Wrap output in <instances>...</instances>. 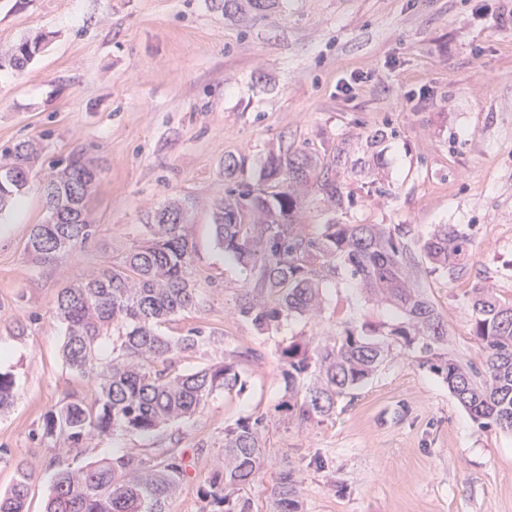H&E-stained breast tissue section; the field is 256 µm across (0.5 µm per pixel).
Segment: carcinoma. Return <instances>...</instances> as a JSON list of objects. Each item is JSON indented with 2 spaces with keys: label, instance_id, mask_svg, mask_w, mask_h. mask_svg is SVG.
<instances>
[{
  "label": "carcinoma",
  "instance_id": "carcinoma-1",
  "mask_svg": "<svg viewBox=\"0 0 512 512\" xmlns=\"http://www.w3.org/2000/svg\"><path fill=\"white\" fill-rule=\"evenodd\" d=\"M272 0H224V11L265 12ZM38 37L16 44L4 59L25 69ZM40 143L20 141L0 165V210L26 189L42 153ZM344 150L328 157L304 152L271 155L263 181L269 194L249 188L230 193L213 206L217 245L254 277L243 289L237 314L260 332L278 329L295 316L317 317L323 308L321 284L349 271L354 284L377 303L394 309L399 321L388 325L347 327L318 342L293 340L278 345L283 394L274 410L295 415L300 423L332 415L348 391L372 378L389 356L392 343L419 350V362L442 377L448 390L482 429L512 431V302L486 288L473 289L474 336L482 346V367L462 364L442 351L448 342L444 315L418 287L416 258L430 272L455 278L470 259V238L441 224L413 252L392 224H326L317 235L304 232L296 217L297 191L316 180L326 202L341 210L351 202L341 169ZM99 174L92 161L75 155L44 183L47 205L62 203L72 222L36 224L28 248L45 264L55 254L92 235L84 180ZM184 203L172 201L147 216V235L122 258L62 289L56 315L66 323L64 357L69 367L99 380L89 406L64 403L46 420V432L69 453L90 434L117 431L150 436L191 417L218 390L243 393L247 381L240 356L196 370L176 372L178 353H196L222 337L199 330L165 336L160 327L198 304L191 285L193 247L185 226ZM117 334L112 358L96 353L99 340ZM15 400V384L0 373V412ZM268 420L263 414L224 428V456L217 460L202 491L203 512H252L242 491L266 466ZM184 455L170 449L161 457L121 454L92 466H61L46 512H168L183 489ZM30 475L23 469L12 487L0 494V512H25ZM301 486L295 473H280L270 512H301Z\"/></svg>",
  "mask_w": 512,
  "mask_h": 512
}]
</instances>
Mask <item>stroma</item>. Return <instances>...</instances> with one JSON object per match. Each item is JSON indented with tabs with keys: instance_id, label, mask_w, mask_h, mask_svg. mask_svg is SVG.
Here are the masks:
<instances>
[{
	"instance_id": "stroma-1",
	"label": "stroma",
	"mask_w": 512,
	"mask_h": 512,
	"mask_svg": "<svg viewBox=\"0 0 512 512\" xmlns=\"http://www.w3.org/2000/svg\"><path fill=\"white\" fill-rule=\"evenodd\" d=\"M47 45L21 72L0 69V163L23 140L44 146L38 179L75 154L101 171L86 242L42 264L27 250L47 218L37 183L0 210V372L17 398L0 413V494L32 476L27 512H45L59 443L45 432L63 403H93L98 381L72 371L62 288L116 264L145 236V218L185 202L196 308L163 326L223 336L221 349L176 358L201 368L245 353L244 393L216 391L194 415L144 437L90 436L69 457L82 467L115 454L184 453L187 477L169 512H201L224 428L272 411L281 397V341L396 322L347 273L323 283L319 317L258 332L235 312L249 276L214 238L212 205L262 184L270 154L345 149L354 201L332 210L316 185L297 220L393 224L409 247L441 224L471 239L467 271L417 268L448 320V350L477 361L472 289L512 301V0H278L266 17L230 18L217 0H0V53L37 33ZM386 138L367 150L368 136ZM241 160L227 171V158ZM268 465L244 490L268 512L281 468L301 485L303 512H512V432L482 429L443 380L400 347L342 397L322 423L273 418Z\"/></svg>"
}]
</instances>
